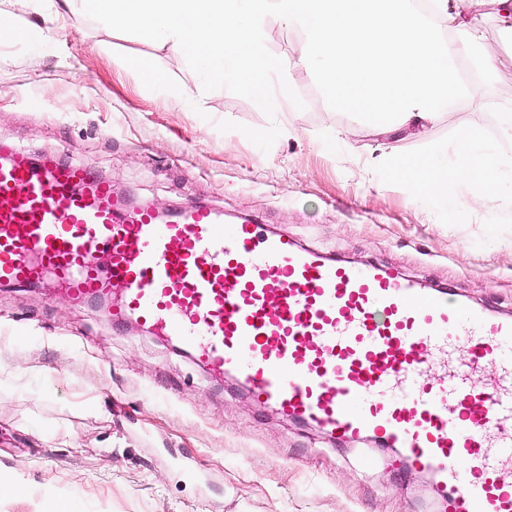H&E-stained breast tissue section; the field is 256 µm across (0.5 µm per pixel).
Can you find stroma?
<instances>
[{"label": "stroma", "instance_id": "obj_1", "mask_svg": "<svg viewBox=\"0 0 512 512\" xmlns=\"http://www.w3.org/2000/svg\"><path fill=\"white\" fill-rule=\"evenodd\" d=\"M14 11L34 34L0 41V143L91 167L136 202H202L512 315V190L478 207L461 181L422 198L394 171L351 161L379 138L360 127L327 145L347 119L313 72L292 71L297 107L275 112L235 83H205L139 31L66 12L46 42L40 16ZM476 21L493 69L461 57L467 96L401 140L404 156L452 146L463 125L512 149L497 122L512 106V35L492 11ZM133 57L168 71L169 87L144 82ZM1 481L17 491L0 512H51L56 499L73 512H433L434 501L391 449L283 420L178 346L44 285H0Z\"/></svg>", "mask_w": 512, "mask_h": 512}]
</instances>
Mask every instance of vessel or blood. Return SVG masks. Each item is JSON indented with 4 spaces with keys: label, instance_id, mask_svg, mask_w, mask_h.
<instances>
[{
    "label": "vessel or blood",
    "instance_id": "1",
    "mask_svg": "<svg viewBox=\"0 0 512 512\" xmlns=\"http://www.w3.org/2000/svg\"><path fill=\"white\" fill-rule=\"evenodd\" d=\"M48 278L89 302L121 283L113 326L136 319L292 421L399 449L435 512H512L511 317L1 145L0 285Z\"/></svg>",
    "mask_w": 512,
    "mask_h": 512
}]
</instances>
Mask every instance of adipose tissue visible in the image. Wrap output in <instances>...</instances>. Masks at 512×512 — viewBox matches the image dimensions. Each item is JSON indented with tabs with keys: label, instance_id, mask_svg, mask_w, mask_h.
<instances>
[{
	"label": "adipose tissue",
	"instance_id": "1",
	"mask_svg": "<svg viewBox=\"0 0 512 512\" xmlns=\"http://www.w3.org/2000/svg\"><path fill=\"white\" fill-rule=\"evenodd\" d=\"M61 0L66 11L87 10L111 27L135 29L195 63L209 83L233 78L254 101L274 110L289 103L271 79L293 69L315 72L350 124L368 123L381 135H423L441 107L466 93L457 61L487 63L484 33L473 19L493 7L512 31V0ZM304 34L295 60L270 55L263 43L269 16ZM448 23L441 37L436 18ZM371 165L390 167L413 194L444 197L449 182L466 181L475 199L496 195L512 181V153L467 127L452 151L403 158L385 145Z\"/></svg>",
	"mask_w": 512,
	"mask_h": 512
}]
</instances>
